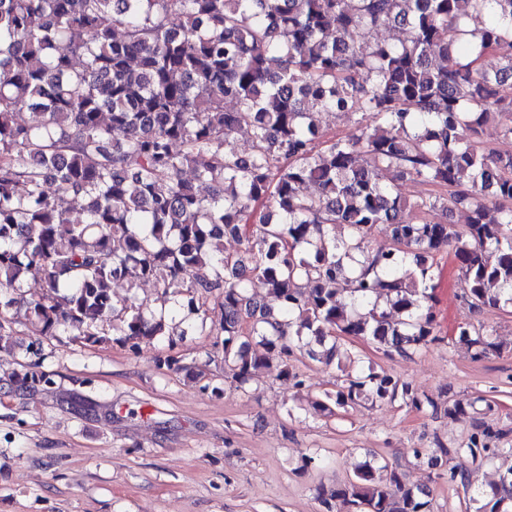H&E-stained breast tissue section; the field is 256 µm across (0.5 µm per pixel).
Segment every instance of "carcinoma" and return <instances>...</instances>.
<instances>
[{
  "label": "carcinoma",
  "instance_id": "1",
  "mask_svg": "<svg viewBox=\"0 0 512 512\" xmlns=\"http://www.w3.org/2000/svg\"><path fill=\"white\" fill-rule=\"evenodd\" d=\"M391 28L396 43L380 38ZM511 78L512 0H0V309L90 344L108 341L95 321L117 320L135 344L185 335L217 291L224 368L241 385L273 363L289 376L295 347L330 364L350 337L407 355L438 340L444 251L470 310L512 305V155L481 140L488 124L512 139ZM322 112L372 121L320 149ZM240 133L245 156L225 149ZM404 179L431 193L408 205ZM464 205L459 231L444 217ZM380 224L393 246L372 250ZM227 236L242 255L224 254ZM34 268L62 294L13 296ZM120 279L155 282L158 305L114 297ZM457 336L476 357L501 350L469 324ZM398 398L421 407L370 368L313 409ZM427 496L365 463L321 503L424 512ZM490 497L512 512V471Z\"/></svg>",
  "mask_w": 512,
  "mask_h": 512
}]
</instances>
